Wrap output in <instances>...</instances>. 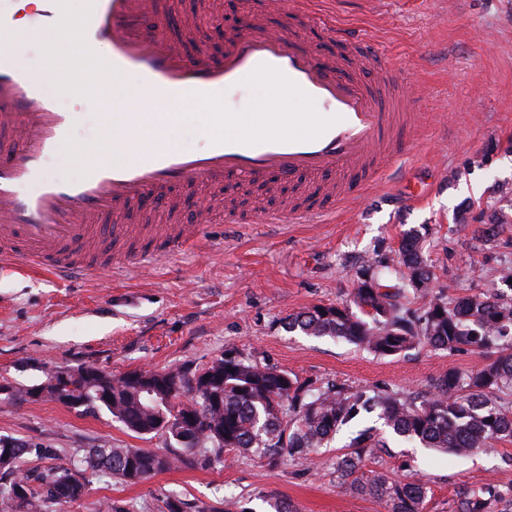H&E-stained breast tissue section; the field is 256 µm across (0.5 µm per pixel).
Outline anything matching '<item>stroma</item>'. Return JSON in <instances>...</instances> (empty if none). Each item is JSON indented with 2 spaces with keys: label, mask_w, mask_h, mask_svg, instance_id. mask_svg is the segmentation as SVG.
<instances>
[{
  "label": "stroma",
  "mask_w": 512,
  "mask_h": 512,
  "mask_svg": "<svg viewBox=\"0 0 512 512\" xmlns=\"http://www.w3.org/2000/svg\"><path fill=\"white\" fill-rule=\"evenodd\" d=\"M265 0H166L171 33L205 56L219 36L264 11ZM296 0H280L268 25L329 48L332 25L364 37L416 94L421 124L399 168L332 223L299 218L241 228L216 204L201 252L156 261L104 279L63 280L0 267V382L30 384L44 363H92L112 374L185 363L202 369L233 351L321 384L423 394L456 367L486 362L479 352L453 356L419 346L378 357L343 340L288 331L289 315L315 305L350 303L365 264L392 261L405 232L422 237L434 292L512 296V222L497 241L477 230L492 212L512 219V0H311L303 22L291 21ZM60 111L74 115L72 141L95 139L110 98L77 103L59 79L45 83ZM45 447L28 454L25 471L68 465L99 445L164 451L165 435L138 436L105 413H82L52 401L0 405V436ZM348 438L339 433L312 460L272 468L257 458L224 455L223 466L201 470L184 462L129 485L94 477L85 497L43 512H101L112 500L127 512H168L178 500L224 512H269L279 498L294 512H386L370 497L341 487L336 462ZM367 468L392 477L423 475L424 512H457L462 488L492 481L512 487V442L458 459L389 438Z\"/></svg>",
  "instance_id": "1"
}]
</instances>
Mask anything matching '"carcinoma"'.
I'll return each instance as SVG.
<instances>
[{
  "instance_id": "cac0c4a2",
  "label": "carcinoma",
  "mask_w": 512,
  "mask_h": 512,
  "mask_svg": "<svg viewBox=\"0 0 512 512\" xmlns=\"http://www.w3.org/2000/svg\"><path fill=\"white\" fill-rule=\"evenodd\" d=\"M394 273L425 299L422 314L403 310L382 283L378 266L370 264L360 271L353 292L361 314L346 306L317 305L289 316L286 328L343 339L381 357L400 355L422 343L454 355L512 341V297L482 294L446 300L430 295L434 273L422 255L419 234L409 231L402 236ZM217 367L223 369L222 376L206 388L191 384L196 371L188 365L138 371L157 384L154 404L149 406L123 376L109 381L98 377L93 367L83 366L56 390L54 400L85 413L105 412L139 436L160 433L146 429L157 410L168 417L186 412L196 418L195 433L183 440L168 435L170 448L163 454L142 448H92L85 457L46 469L34 479L23 469L33 445L17 439L10 458H0V496L22 512H42L47 502L82 498L88 491L89 471L137 484L162 472L160 459L167 470L185 460L208 470L224 464L226 451L257 456L276 466L286 456L307 458L346 430L350 451L336 466L345 491L376 498L387 512H423L428 490L423 477L393 479L364 470L366 457L384 443L374 428L361 425L363 414L376 411L398 437L457 458L512 439V352H500L475 371L450 368L420 398L402 391L317 386L233 352L210 365ZM106 390L109 396L99 395ZM505 501L512 503V496L489 481L460 494L459 512H498Z\"/></svg>"
}]
</instances>
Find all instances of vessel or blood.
<instances>
[{
  "label": "vessel or blood",
  "mask_w": 512,
  "mask_h": 512,
  "mask_svg": "<svg viewBox=\"0 0 512 512\" xmlns=\"http://www.w3.org/2000/svg\"><path fill=\"white\" fill-rule=\"evenodd\" d=\"M166 16L162 0H89L83 39L103 54L82 60L81 68L137 73L158 110L174 98L199 102L243 81L273 77L313 105L306 125L293 113L274 110L264 115L265 134L217 138L203 153L146 145L130 159L95 164L78 181L48 182L32 195L26 184L68 137L73 116L56 109L40 83L18 66L15 51L2 49L0 131L8 141L0 145L1 266L22 262L61 277L89 276L194 250L205 239L209 200L180 224L112 221L139 203L166 208L170 190L219 187L230 200L242 183L295 189L302 177L333 173L338 183L306 189L304 199L305 215L328 223L405 154L408 143L395 131L419 115L408 109L409 93L381 97L357 76L361 68L373 71L380 83L395 80L375 65L363 38L334 34L331 55L309 41L249 22L227 36L220 56L198 57L165 34ZM65 20L62 0H41L39 27L56 28ZM294 213L291 207L253 215L229 209L224 221L279 224Z\"/></svg>",
  "instance_id": "1"
}]
</instances>
